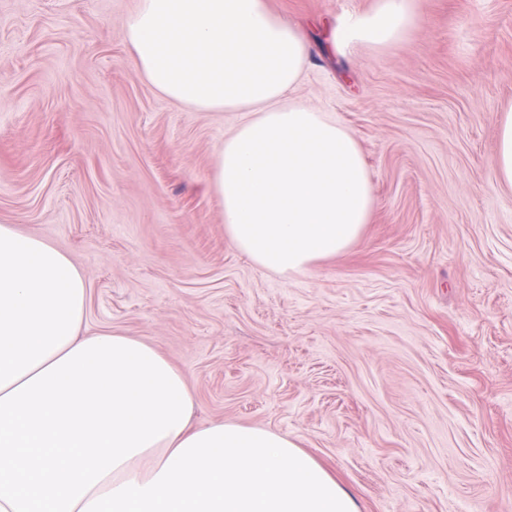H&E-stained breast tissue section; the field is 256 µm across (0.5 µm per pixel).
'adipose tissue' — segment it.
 Masks as SVG:
<instances>
[{
	"label": "adipose tissue",
	"mask_w": 512,
	"mask_h": 512,
	"mask_svg": "<svg viewBox=\"0 0 512 512\" xmlns=\"http://www.w3.org/2000/svg\"><path fill=\"white\" fill-rule=\"evenodd\" d=\"M422 19L410 0L326 21L334 47L380 49ZM123 37L147 83L199 112H242L212 187L224 235L288 280L348 252L374 206L356 134L288 100L309 36L266 0H139ZM70 257L0 224V512H360L287 434L196 427L183 375L153 346L85 334Z\"/></svg>",
	"instance_id": "obj_1"
}]
</instances>
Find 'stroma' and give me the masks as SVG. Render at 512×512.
Instances as JSON below:
<instances>
[{
	"label": "stroma",
	"mask_w": 512,
	"mask_h": 512,
	"mask_svg": "<svg viewBox=\"0 0 512 512\" xmlns=\"http://www.w3.org/2000/svg\"><path fill=\"white\" fill-rule=\"evenodd\" d=\"M377 0H268L306 30L295 101L357 135L375 206L346 255L284 281L224 238L211 187L238 112L156 93L122 39L136 0H0V224L82 270L86 326L154 346L196 424L301 440L361 512H512V0H411L381 51L318 19ZM494 176L498 184L512 188V108L502 113L498 123Z\"/></svg>",
	"instance_id": "obj_1"
}]
</instances>
